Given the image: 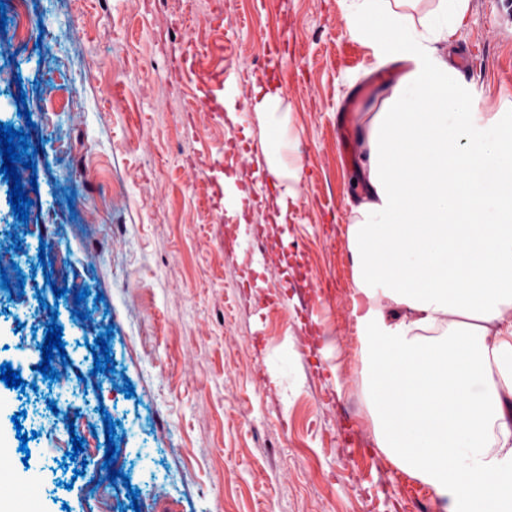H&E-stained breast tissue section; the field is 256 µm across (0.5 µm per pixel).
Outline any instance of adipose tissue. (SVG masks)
Here are the masks:
<instances>
[{
    "label": "adipose tissue",
    "mask_w": 512,
    "mask_h": 512,
    "mask_svg": "<svg viewBox=\"0 0 512 512\" xmlns=\"http://www.w3.org/2000/svg\"><path fill=\"white\" fill-rule=\"evenodd\" d=\"M349 27L408 68L361 135L349 248L377 447L448 503L512 512V114L482 116L437 52L469 0H349ZM268 172L286 156L278 94L254 105Z\"/></svg>",
    "instance_id": "1"
}]
</instances>
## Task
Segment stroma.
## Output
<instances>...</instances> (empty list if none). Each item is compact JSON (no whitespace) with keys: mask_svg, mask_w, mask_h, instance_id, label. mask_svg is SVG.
<instances>
[{"mask_svg":"<svg viewBox=\"0 0 512 512\" xmlns=\"http://www.w3.org/2000/svg\"><path fill=\"white\" fill-rule=\"evenodd\" d=\"M149 2L28 0L42 36L20 45L0 29V123L25 128L35 153L21 183L37 185L22 223L0 178V264L25 281L19 297L0 289V364L25 383L0 381L5 466L37 477L38 512H445L375 446L352 314L359 156L341 141L390 82L357 116L337 109L369 74L397 79L403 65L351 33L348 0H229L221 21L213 0ZM229 36L249 53L225 51ZM440 52L471 54L462 79L478 111L512 113V0H470ZM195 53L201 70L172 69V55ZM228 73L227 116L188 124L189 103ZM259 89L279 91L302 170L282 226L276 181L257 171L247 102ZM225 178L240 205L217 197ZM245 225L263 262L235 247ZM59 269L88 289L80 305L46 284ZM53 322L67 356L51 381L37 366ZM103 333L114 369L96 375L89 345ZM284 348L286 388L273 367ZM74 435L78 461L65 457Z\"/></svg>","mask_w":512,"mask_h":512,"instance_id":"35a3bbf8","label":"stroma"}]
</instances>
